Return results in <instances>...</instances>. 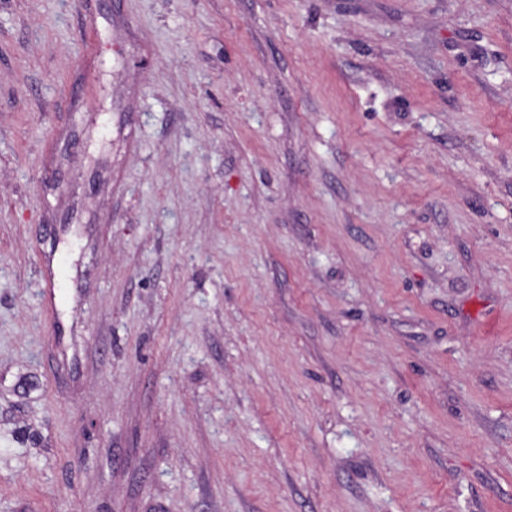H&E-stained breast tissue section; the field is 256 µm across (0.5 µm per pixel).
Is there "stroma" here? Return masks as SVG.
<instances>
[{
  "mask_svg": "<svg viewBox=\"0 0 512 512\" xmlns=\"http://www.w3.org/2000/svg\"><path fill=\"white\" fill-rule=\"evenodd\" d=\"M0 512H512V0H0Z\"/></svg>",
  "mask_w": 512,
  "mask_h": 512,
  "instance_id": "1",
  "label": "stroma"
}]
</instances>
